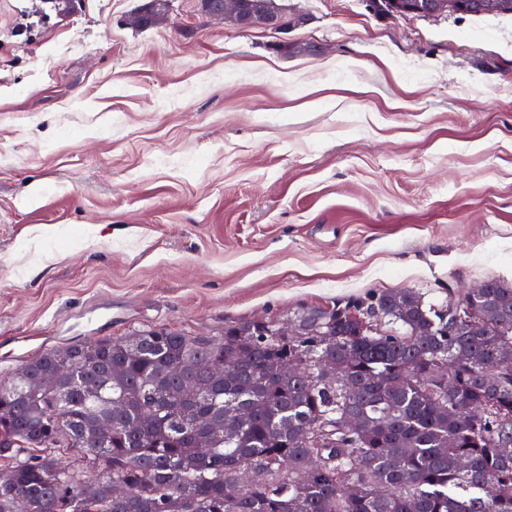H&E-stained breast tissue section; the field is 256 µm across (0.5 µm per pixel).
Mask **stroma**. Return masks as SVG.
<instances>
[{
    "mask_svg": "<svg viewBox=\"0 0 512 512\" xmlns=\"http://www.w3.org/2000/svg\"><path fill=\"white\" fill-rule=\"evenodd\" d=\"M280 2L307 22L0 0V379L88 337L512 282V14Z\"/></svg>",
    "mask_w": 512,
    "mask_h": 512,
    "instance_id": "35a3bbf8",
    "label": "stroma"
}]
</instances>
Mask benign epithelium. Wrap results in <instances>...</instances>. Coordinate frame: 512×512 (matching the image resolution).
Returning a JSON list of instances; mask_svg holds the SVG:
<instances>
[{
    "mask_svg": "<svg viewBox=\"0 0 512 512\" xmlns=\"http://www.w3.org/2000/svg\"><path fill=\"white\" fill-rule=\"evenodd\" d=\"M369 6L373 12L386 16L512 13V0H387L385 3L369 0ZM204 10L208 15L232 22L242 29L262 28L280 32L304 22L301 14L285 15L274 0H221L215 8L206 0Z\"/></svg>",
    "mask_w": 512,
    "mask_h": 512,
    "instance_id": "obj_1",
    "label": "benign epithelium"
}]
</instances>
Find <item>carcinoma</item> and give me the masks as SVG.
<instances>
[{"label": "carcinoma", "instance_id": "obj_1", "mask_svg": "<svg viewBox=\"0 0 512 512\" xmlns=\"http://www.w3.org/2000/svg\"><path fill=\"white\" fill-rule=\"evenodd\" d=\"M487 284L302 308L288 338L257 319L44 351L0 379V512H512V285ZM206 420L224 436L199 448ZM244 467L261 477L237 493Z\"/></svg>", "mask_w": 512, "mask_h": 512}]
</instances>
